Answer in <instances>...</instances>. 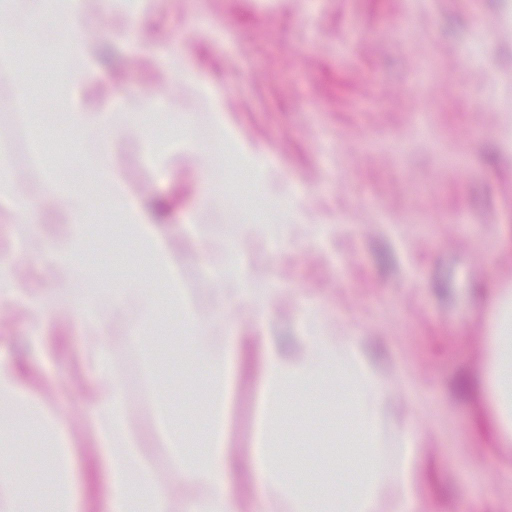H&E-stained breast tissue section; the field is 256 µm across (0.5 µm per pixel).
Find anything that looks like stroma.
I'll use <instances>...</instances> for the list:
<instances>
[{"instance_id":"obj_1","label":"stroma","mask_w":512,"mask_h":512,"mask_svg":"<svg viewBox=\"0 0 512 512\" xmlns=\"http://www.w3.org/2000/svg\"><path fill=\"white\" fill-rule=\"evenodd\" d=\"M154 43L149 58L106 40L101 18L82 32L102 42L101 78L117 98L162 92L164 109L207 126L212 103L260 148L293 190L278 221L293 230L283 250L255 247L250 286L279 289L285 306L261 325L238 322L232 306L212 318L222 283L204 274L196 244L177 252L176 270L211 335L234 327L243 342L224 446L244 458L258 433L265 337L294 343L305 307L328 326L376 347L391 388L380 442L385 476L378 512H393L399 426L420 430L414 480L418 512H512V447L501 446L488 413L483 367L490 334L484 313L512 289V0H148L139 21ZM182 56L208 83L213 100L173 79L158 57ZM50 80L34 83L23 106L0 108V166L24 182L50 213L58 183L82 163L86 146L68 144L52 162L30 143L37 104ZM112 161L128 192L167 198L168 238L196 231L235 251L251 197L234 156L209 158L224 195L197 204V181L171 154L163 167L117 138ZM109 261L138 274L145 251L117 240L115 218L95 215ZM35 270L21 298L0 303V358L24 368L22 383L57 418L84 478V512H110L88 394L98 381L73 311L55 307L44 349L28 346L24 300L42 296ZM100 318L122 380L131 434L158 482L175 500L198 495L185 485L155 427L156 396L185 412L199 391L197 368L150 374L140 342L110 308Z\"/></svg>"}]
</instances>
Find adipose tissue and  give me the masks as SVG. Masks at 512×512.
<instances>
[{
  "mask_svg": "<svg viewBox=\"0 0 512 512\" xmlns=\"http://www.w3.org/2000/svg\"><path fill=\"white\" fill-rule=\"evenodd\" d=\"M91 1L109 22L113 40L133 39L137 16L123 10V0H0V12L9 13L17 28L25 29L48 18L68 56L80 60V67L69 70L64 79L63 95L69 101L66 130L73 140L94 145L83 163L94 185L89 188L70 182L61 187V229L47 237L40 265L53 272L47 280L48 291L64 289L70 276L83 283L73 301L91 343L90 364L99 381L95 433L106 457L109 486L117 492L114 512H238L237 501L229 491L236 466L224 448V415L237 369L240 337H225L223 349H216L207 322L185 301L176 278L169 276L166 287L161 289L143 287L122 275L113 276L104 285L81 262L94 236L87 218L105 205L110 206L136 241L150 242L149 259L154 269L167 273L171 254L169 240L158 234L140 199L127 195L121 187L104 138L110 113L86 98L87 90L98 80L99 46L78 35L77 30ZM156 105L153 99L141 101L128 115V135L152 159L159 156L155 148L158 129L172 121L171 113L157 111ZM210 124L213 135L208 141L189 134L181 143L200 179L198 203L202 206L218 197L205 160L212 146L224 144L223 107H213ZM206 271L223 280L224 296L236 302L242 320L258 321L281 305L279 292L252 294L248 286L250 273L242 263L211 258ZM105 304L113 312L128 313L135 336L151 331L165 308L177 307L174 335L191 343L205 376L218 380V387L206 400H192L193 415L172 413L163 397L156 406V427L171 458L185 481L206 485L203 496L174 505L129 436L119 377L100 343L106 329L98 320V311ZM490 326L491 348L485 363L488 406L501 443L512 446L511 289H502L495 296ZM336 389L346 391L344 403L352 420L347 454L334 455L322 448L302 449L294 437L296 413L292 399L303 393L323 395ZM387 398L388 386L371 363L363 340L335 335L325 328L319 313L305 316L301 336L292 350L284 352L274 343H266L260 393L261 434L247 460L266 492L260 512H277L282 502L287 503L289 512H377L383 479L379 430ZM34 408L33 398L20 385L17 367L0 360V427L10 431L9 447L38 443L53 480L50 492L37 494L25 466H1L0 512H81V487L67 433L59 421L34 416ZM285 444L293 449L294 460L289 464L280 460V448ZM419 446L415 428L404 425L397 472L400 494L394 512H414L411 490Z\"/></svg>",
  "mask_w": 512,
  "mask_h": 512,
  "instance_id": "1",
  "label": "adipose tissue"
}]
</instances>
